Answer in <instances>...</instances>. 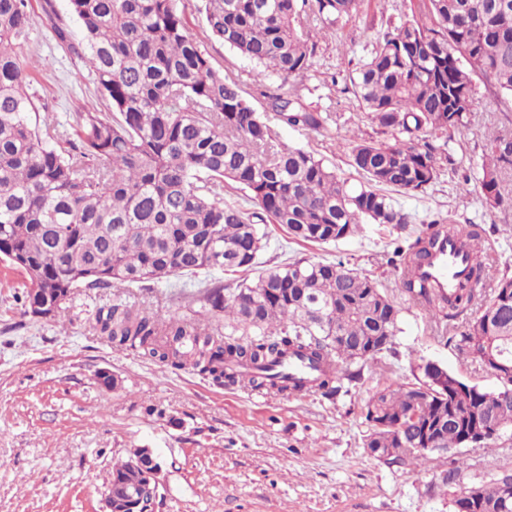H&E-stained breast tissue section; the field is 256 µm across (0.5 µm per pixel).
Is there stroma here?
Wrapping results in <instances>:
<instances>
[{
  "label": "stroma",
  "mask_w": 512,
  "mask_h": 512,
  "mask_svg": "<svg viewBox=\"0 0 512 512\" xmlns=\"http://www.w3.org/2000/svg\"><path fill=\"white\" fill-rule=\"evenodd\" d=\"M414 3L361 0L348 19L309 24L305 37L314 57L286 83L215 40L201 0H180L179 10L213 67L268 115L282 143L324 156L351 179L346 138L374 137L379 128L346 90L345 72L367 57L376 37L411 18ZM45 8L44 0H30L34 31L23 53L38 64L32 91L39 112L65 124L90 107L105 111L84 63L51 40ZM279 91L326 113L324 129L291 127L272 115L268 96ZM474 98L465 129L432 138L450 156L437 181L423 193L394 194L410 217L406 229L367 224L359 235L321 248L289 240L280 226L268 228L262 267L295 257L342 263L376 279L399 311L392 352L366 365L358 383L334 398L217 387L193 369L113 348L93 329L96 309L117 295L146 312L167 311L171 294L193 292L187 277L170 276L150 290L79 291L66 302L64 318L46 320L26 314L22 276L0 263V512H104L112 466L134 448L152 449L161 464L158 512H453L438 485L447 457L411 469L386 466L365 446L362 408L383 385L412 382L413 367L424 360L483 388L497 385L409 298L400 269L388 262L397 244L440 213L481 225L489 255L484 290L512 265V207L491 208L478 181L489 133L512 135V106L493 103L480 83ZM105 370L116 387L100 385ZM462 456L467 482L512 469V443L466 448Z\"/></svg>",
  "instance_id": "1"
}]
</instances>
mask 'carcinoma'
<instances>
[{
  "label": "carcinoma",
  "mask_w": 512,
  "mask_h": 512,
  "mask_svg": "<svg viewBox=\"0 0 512 512\" xmlns=\"http://www.w3.org/2000/svg\"><path fill=\"white\" fill-rule=\"evenodd\" d=\"M359 0H203L211 34L287 81L310 66L299 30L339 21ZM81 37L64 22L53 39L89 68L107 112H78L77 141L41 118L29 93L34 68L27 0H0V260L23 273L25 312L50 318L80 288H152L172 275L255 270L268 224L295 241L335 245L364 224L404 227L409 218L383 190L425 192L441 168L430 142L471 120L475 80L512 102V0H418L417 15L372 44L346 80L369 118L392 140L347 139L349 165L363 182L337 175L325 158L286 146L266 118L224 80L187 32L176 0H68ZM271 108L290 127L319 130L325 118L280 94ZM68 148L61 147V143ZM512 170V137L498 135L482 164L480 189L494 206L512 202L502 175ZM232 182L253 202L224 197ZM465 230L466 281L444 295L412 276L429 256L435 227ZM398 245L401 285L429 317L447 323L467 359L495 367L484 389L449 371L446 387L419 364L415 381L386 386L365 404V445L398 448L389 467H416L448 454L443 485L466 469L458 452L481 430L480 448L512 439V273L491 293L480 288L487 253L479 231L440 215ZM198 318L147 313L116 296L95 329L116 348L174 368L191 365L216 384L236 383L224 362L251 369L247 384L292 395L279 363L287 356L316 372L309 391L336 395L341 380L392 348L399 310L371 277L341 263L292 259L235 287L204 285ZM478 307L476 316L467 314ZM224 320L225 333L215 323ZM432 440L427 448L424 440ZM454 512H512V472L453 492Z\"/></svg>",
  "instance_id": "cac0c4a2"
}]
</instances>
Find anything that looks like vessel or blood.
I'll list each match as a JSON object with an SVG mask.
<instances>
[{
  "mask_svg": "<svg viewBox=\"0 0 512 512\" xmlns=\"http://www.w3.org/2000/svg\"><path fill=\"white\" fill-rule=\"evenodd\" d=\"M467 272L468 260L461 246L460 233L442 225L438 228V242L430 257L416 266L413 274L434 287L448 289L456 287Z\"/></svg>",
  "mask_w": 512,
  "mask_h": 512,
  "instance_id": "b4317fda",
  "label": "vessel or blood"
}]
</instances>
